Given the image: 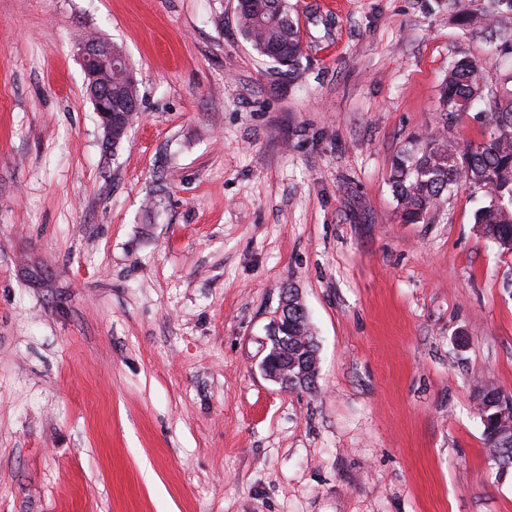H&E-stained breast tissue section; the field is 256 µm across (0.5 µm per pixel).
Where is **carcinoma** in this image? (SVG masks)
<instances>
[{
	"label": "carcinoma",
	"mask_w": 512,
	"mask_h": 512,
	"mask_svg": "<svg viewBox=\"0 0 512 512\" xmlns=\"http://www.w3.org/2000/svg\"><path fill=\"white\" fill-rule=\"evenodd\" d=\"M450 7L456 25L491 37L501 14L512 12V0H491L487 9L474 7L473 0H451ZM237 14L243 34L260 56L290 69L298 64L303 52L288 0H237ZM480 71L476 62L466 58L448 67L440 88L445 117L455 119L485 100ZM94 79L112 80V98L130 102L124 119L133 125L138 117V108L131 105L138 98L136 85L118 72L102 69ZM484 112L491 133L483 142L474 146L418 135L393 159L389 181L400 219L406 224L425 222L462 185L484 192L486 201L477 209L475 223L501 248L512 251V92L488 100ZM288 324L292 336L312 335L307 317L293 310L288 311ZM507 407L509 400L498 393L483 399L479 408L481 422L494 421L491 428L483 426L484 441L504 468L512 467V447H503L500 438Z\"/></svg>",
	"instance_id": "cac0c4a2"
}]
</instances>
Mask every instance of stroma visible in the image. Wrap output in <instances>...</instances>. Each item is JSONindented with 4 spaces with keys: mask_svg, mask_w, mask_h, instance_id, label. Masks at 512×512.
Instances as JSON below:
<instances>
[{
    "mask_svg": "<svg viewBox=\"0 0 512 512\" xmlns=\"http://www.w3.org/2000/svg\"><path fill=\"white\" fill-rule=\"evenodd\" d=\"M300 69L237 0H0V512H512L478 393L512 397V252L461 187L405 224L388 182L449 63L512 58L448 0H289ZM122 46L106 144L79 48ZM298 289L311 391L266 379ZM111 78L112 88L107 90L105 93H103L98 88L96 83H92L87 87V93L90 96L89 98L96 112L98 110L96 103L98 104L100 101L106 102V106H102V111L98 113L107 128V138L110 139H112V126L114 129L119 131L121 135L124 134L128 128V126L123 124V120L120 114H113L115 112H125V110L121 107L120 104H115V108L112 110V100L121 98L131 103L130 106H126L124 104L126 107L124 119L129 126H132L138 117V107H135L132 104L133 98L138 101L137 88L133 82L129 81L127 78L122 77L119 72L113 73L109 70L104 71L103 69L95 72L94 76L95 80L103 81L109 80ZM126 133L124 136H126ZM123 137H121L119 140L112 141V146L118 145Z\"/></svg>",
    "mask_w": 512,
    "mask_h": 512,
    "instance_id": "stroma-1",
    "label": "stroma"
}]
</instances>
